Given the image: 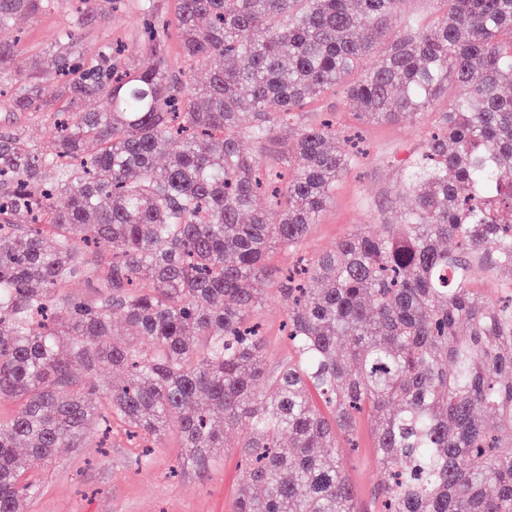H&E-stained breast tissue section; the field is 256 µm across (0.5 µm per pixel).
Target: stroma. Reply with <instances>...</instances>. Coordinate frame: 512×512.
I'll use <instances>...</instances> for the list:
<instances>
[{
    "label": "stroma",
    "instance_id": "stroma-1",
    "mask_svg": "<svg viewBox=\"0 0 512 512\" xmlns=\"http://www.w3.org/2000/svg\"><path fill=\"white\" fill-rule=\"evenodd\" d=\"M71 9L70 0H46L37 17L0 30V40L16 42L20 59L30 62L54 46L58 34L69 25ZM81 37L89 50L105 40L121 41L133 66L148 60L135 5L108 20L91 23ZM433 118L429 112L364 127L363 152L357 164L338 178L332 198L311 226L301 252L317 255L329 251L364 224L398 223V206H386L385 200ZM50 123L47 113L12 111L7 97H0V129L18 130L30 142L44 145L49 141ZM256 287L262 297L264 361L271 369L288 353L281 337L286 308L272 279L259 280ZM358 441V448H339L335 455L353 486L361 512H378L379 490L388 475L377 459L368 418L359 420ZM133 453L117 427L106 453L94 448H61L52 464L29 459V471L40 480L41 489L28 503L27 512H233L244 487L239 449H225L205 471L184 464L181 443L172 434L161 439L150 468L132 469Z\"/></svg>",
    "mask_w": 512,
    "mask_h": 512
}]
</instances>
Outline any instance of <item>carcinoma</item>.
<instances>
[{
	"instance_id": "obj_1",
	"label": "carcinoma",
	"mask_w": 512,
	"mask_h": 512,
	"mask_svg": "<svg viewBox=\"0 0 512 512\" xmlns=\"http://www.w3.org/2000/svg\"><path fill=\"white\" fill-rule=\"evenodd\" d=\"M78 2L43 58L0 43L15 111L49 109L47 80L64 98L48 146L0 132V399L18 403L0 420V512L40 491L18 446L51 463L114 421L148 442L139 468L169 430L199 469L241 449L263 495L236 512H357L327 449L358 447L363 413L389 475L381 512H512V295L472 282L482 266L512 288V0H443L433 25L397 31L403 0H177L178 72L156 0H137L144 68L107 41L85 54L78 32L121 0ZM43 7L0 0V29ZM338 87L362 123L458 96L399 178V224H365L282 278L291 352L268 372L253 283L272 250L301 246L353 161L333 121L304 117ZM104 366L129 377L104 381Z\"/></svg>"
}]
</instances>
